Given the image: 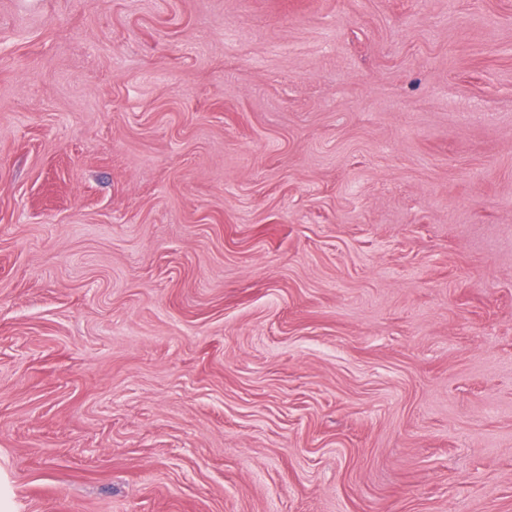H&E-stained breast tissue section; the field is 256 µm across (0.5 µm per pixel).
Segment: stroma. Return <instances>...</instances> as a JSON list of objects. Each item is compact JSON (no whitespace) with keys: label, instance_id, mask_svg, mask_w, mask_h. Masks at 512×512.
Here are the masks:
<instances>
[{"label":"stroma","instance_id":"35a3bbf8","mask_svg":"<svg viewBox=\"0 0 512 512\" xmlns=\"http://www.w3.org/2000/svg\"><path fill=\"white\" fill-rule=\"evenodd\" d=\"M6 512H512V0H0Z\"/></svg>","mask_w":512,"mask_h":512}]
</instances>
